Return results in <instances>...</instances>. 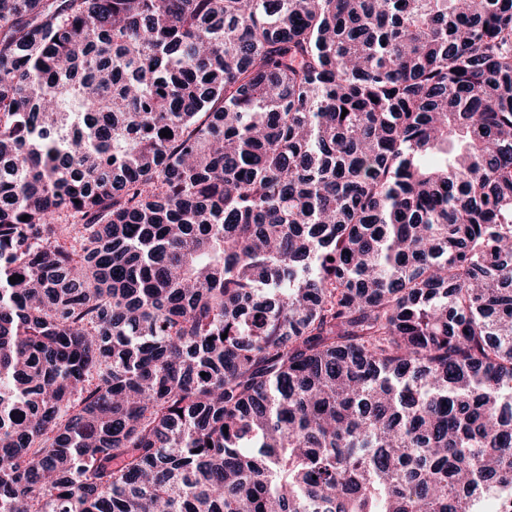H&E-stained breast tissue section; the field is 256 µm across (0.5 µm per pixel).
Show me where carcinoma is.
<instances>
[{
	"label": "carcinoma",
	"mask_w": 512,
	"mask_h": 512,
	"mask_svg": "<svg viewBox=\"0 0 512 512\" xmlns=\"http://www.w3.org/2000/svg\"><path fill=\"white\" fill-rule=\"evenodd\" d=\"M0 512H512V0H0Z\"/></svg>",
	"instance_id": "obj_1"
}]
</instances>
